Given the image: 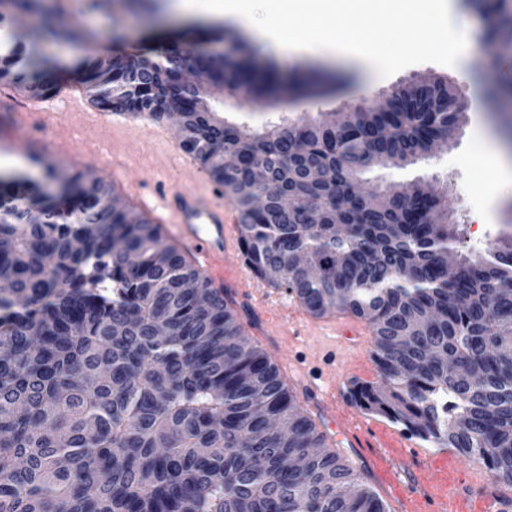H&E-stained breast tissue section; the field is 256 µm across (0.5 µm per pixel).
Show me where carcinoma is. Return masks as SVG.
Returning <instances> with one entry per match:
<instances>
[{"label": "carcinoma", "instance_id": "carcinoma-1", "mask_svg": "<svg viewBox=\"0 0 512 512\" xmlns=\"http://www.w3.org/2000/svg\"><path fill=\"white\" fill-rule=\"evenodd\" d=\"M494 16L490 46L512 41L509 0H463ZM42 16L16 41L4 30L0 80L41 100L62 89L41 49L68 37L65 16L41 0H0V27ZM219 39L183 43L160 65L127 53L86 57L76 84L112 112H163L139 89L189 99L170 87L195 59L230 94H274L255 75L261 56L242 41L235 63L207 50ZM108 68L115 83L98 84ZM395 112L364 103L359 125L286 117L268 129L182 113L187 155L208 167L235 201L246 263L314 316L333 309L374 329L381 385L354 386L363 409L481 460L512 485V236L459 255L448 277L441 255L458 237L443 210L408 186L373 185L382 202L356 208L343 233L328 232L336 202L362 177L361 158L418 155L453 130L461 109L444 77L393 89ZM306 130L307 153L290 155L289 131ZM242 164L226 168L219 153ZM40 177L0 173V512H387L351 463L326 449L278 368L245 332L233 302L167 243L145 214L110 207L102 179L61 175L37 157ZM269 181L252 182L249 168ZM310 165L327 174L311 208L288 211L280 197ZM267 205L256 208L254 196ZM456 401L444 414L438 400Z\"/></svg>", "mask_w": 512, "mask_h": 512}]
</instances>
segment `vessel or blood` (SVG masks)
<instances>
[{
    "mask_svg": "<svg viewBox=\"0 0 512 512\" xmlns=\"http://www.w3.org/2000/svg\"><path fill=\"white\" fill-rule=\"evenodd\" d=\"M159 198L158 220L170 222L177 243L204 270L210 285L237 287L246 270L227 260L230 222L223 205L193 189L164 190ZM316 327L323 335L340 336L350 348L363 344L365 329L350 317L321 320ZM330 427L372 464L400 512H512V499L497 483L483 480L474 487L464 480V464L453 452L419 450L403 434L361 417H335Z\"/></svg>",
    "mask_w": 512,
    "mask_h": 512,
    "instance_id": "vessel-or-blood-1",
    "label": "vessel or blood"
}]
</instances>
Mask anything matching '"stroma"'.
Returning <instances> with one entry per match:
<instances>
[{"label":"stroma","mask_w":512,"mask_h":512,"mask_svg":"<svg viewBox=\"0 0 512 512\" xmlns=\"http://www.w3.org/2000/svg\"><path fill=\"white\" fill-rule=\"evenodd\" d=\"M44 2L50 7L59 6L72 20L71 36L58 42L54 49L56 56L64 58L93 54L96 45L92 35L115 28L125 31L129 43L146 46L147 41L201 24L198 0H192L185 13L177 8L179 0H97L93 10L88 9L87 0ZM475 22L480 32L491 20L479 15ZM479 32L458 48L456 60L416 50L403 66L366 83L360 81L357 67L342 61L310 62L284 52L277 59L278 90L274 101L232 97L219 87L211 98L212 109L226 122L252 127L276 124L283 116L323 120L329 113L364 101L374 102L395 86L419 76L450 77L464 104V124L447 143L423 154L415 163L402 168L379 167L368 172L367 178L373 183L394 185L418 180L438 182L447 190L445 205L450 220L461 229L460 250L466 254L480 252L501 236L505 225H512V186L496 202L491 222L474 221V198L489 179V167L471 158L475 143L488 129L496 140L512 147V97L497 93L505 73L512 72V45L489 46ZM144 54L149 57L153 51L146 46ZM2 95L12 96L20 111L28 115L23 129L0 130L2 159L24 166L29 155L35 153L60 172L102 178L113 184L119 202L127 207L133 198L150 202L160 189L170 187L205 188L219 195L228 209L236 207L205 167L184 162L177 127L171 118H162L166 138L156 141L143 133L146 119L142 116H120L92 103L80 111L50 98L35 101L8 83H0ZM269 295L264 308H249L241 321L273 362L300 367L309 386L294 390L299 408L315 421L319 431H327V413L311 387L334 378L342 389L339 409L349 415L359 414L350 392L357 384H379L376 364L356 365L347 350L334 347L311 329L288 335L284 310L292 305L294 297L277 288L270 289Z\"/></svg>","instance_id":"obj_1"}]
</instances>
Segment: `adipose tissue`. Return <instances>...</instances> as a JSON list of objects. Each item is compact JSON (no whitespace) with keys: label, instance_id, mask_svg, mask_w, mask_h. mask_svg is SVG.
I'll return each mask as SVG.
<instances>
[{"label":"adipose tissue","instance_id":"obj_1","mask_svg":"<svg viewBox=\"0 0 512 512\" xmlns=\"http://www.w3.org/2000/svg\"><path fill=\"white\" fill-rule=\"evenodd\" d=\"M257 0H206L205 13L218 21L256 26L260 41L292 54L319 60L334 53L360 64L362 71L382 73L406 60L403 45L367 41L348 20L349 15L366 18L381 33L399 28L415 31L418 47L425 50L455 51L462 36L449 35L444 18L446 0H417L416 12L406 8L407 0H293L297 20H289L276 8H269L263 23L254 24Z\"/></svg>","mask_w":512,"mask_h":512}]
</instances>
